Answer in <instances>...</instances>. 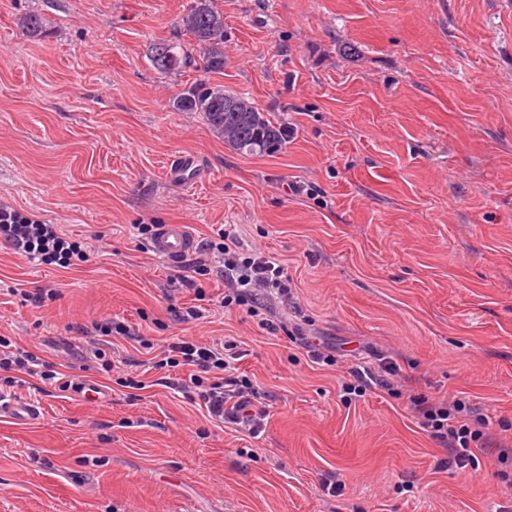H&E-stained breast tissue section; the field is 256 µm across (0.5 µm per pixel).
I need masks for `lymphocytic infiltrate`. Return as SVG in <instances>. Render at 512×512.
Instances as JSON below:
<instances>
[{"label":"lymphocytic infiltrate","mask_w":512,"mask_h":512,"mask_svg":"<svg viewBox=\"0 0 512 512\" xmlns=\"http://www.w3.org/2000/svg\"><path fill=\"white\" fill-rule=\"evenodd\" d=\"M0 244L40 265L54 263L66 268L82 255L80 247L60 236L54 225L22 218L18 212L3 206H0ZM211 273L223 278L231 290L232 301L247 306L261 329L273 336L287 332V320L266 316V298L276 296L287 302L293 297L291 280L274 257L260 248L245 247L236 234L226 232L220 241L208 242L187 259L172 280L179 286L194 289L198 277ZM227 349V344L219 340L180 339L169 344L162 364L190 368L185 391L198 397L212 419L230 421L250 434L259 433L268 412L265 407L257 406V393L247 377L228 376L231 362ZM26 375L52 380L57 373L10 337L0 336V385L14 388L21 385ZM407 399L423 430L445 448L450 462L465 468L470 444L479 440L480 433L470 427L464 405L412 393Z\"/></svg>","instance_id":"lymphocytic-infiltrate-1"}]
</instances>
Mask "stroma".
Here are the masks:
<instances>
[{
    "instance_id": "35a3bbf8",
    "label": "stroma",
    "mask_w": 512,
    "mask_h": 512,
    "mask_svg": "<svg viewBox=\"0 0 512 512\" xmlns=\"http://www.w3.org/2000/svg\"><path fill=\"white\" fill-rule=\"evenodd\" d=\"M190 0H0V200L78 243L84 260L37 265L0 246V335L59 366L28 378L0 415V512H512V15L501 0H213L224 69L202 56L159 72L150 46L181 34ZM50 25L40 40L18 25ZM197 81L249 96L289 129L274 156L224 145L171 103ZM194 156L202 179L168 176ZM141 224L232 228L295 285L313 364L273 336L224 282L199 277L207 318L169 308L175 263ZM45 289L42 306L24 293ZM139 327L137 352L97 322ZM177 338L236 340L269 410L259 436L209 421L156 368ZM95 341L112 371L85 363ZM385 357L395 393H347ZM103 391L81 400L67 380ZM131 376L143 389L122 386ZM488 415L465 469L423 431L407 391ZM336 480L335 493L325 484Z\"/></svg>"
}]
</instances>
